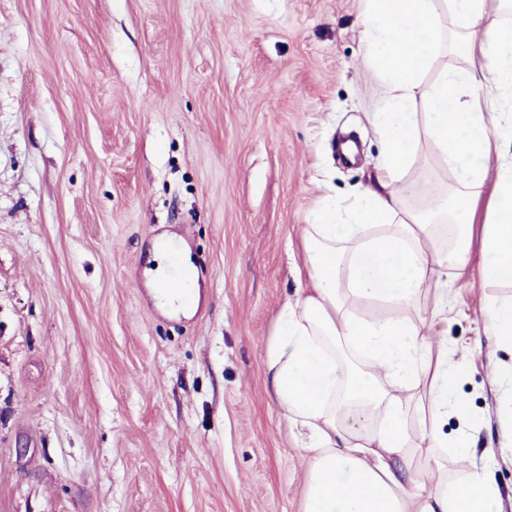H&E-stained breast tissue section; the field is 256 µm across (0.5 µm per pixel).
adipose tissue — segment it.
I'll return each mask as SVG.
<instances>
[{"label": "adipose tissue", "instance_id": "obj_1", "mask_svg": "<svg viewBox=\"0 0 512 512\" xmlns=\"http://www.w3.org/2000/svg\"><path fill=\"white\" fill-rule=\"evenodd\" d=\"M358 17L368 64L384 91L369 123L382 150L353 203L325 198L303 228L309 284L277 316L265 376L281 417L309 459L304 512H500V492L473 467L466 435L447 437L449 416L468 422L456 383L465 368L446 335L448 296L432 282L471 264V230L491 153L512 149V0H364ZM462 70L436 67L443 20ZM435 76L412 108L423 75ZM455 175L427 190L410 174L421 143ZM478 273L512 285V163L496 174L482 222ZM484 334L512 348V298L487 297ZM452 447L467 463L448 483L417 469L422 449Z\"/></svg>", "mask_w": 512, "mask_h": 512}]
</instances>
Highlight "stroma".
I'll return each mask as SVG.
<instances>
[{"label":"stroma","mask_w":512,"mask_h":512,"mask_svg":"<svg viewBox=\"0 0 512 512\" xmlns=\"http://www.w3.org/2000/svg\"><path fill=\"white\" fill-rule=\"evenodd\" d=\"M363 5L0 0V512H304L264 362L304 224L380 154ZM164 234L197 268L189 317L145 275ZM447 289L472 462L512 512V351L481 315L512 287ZM493 377L499 381L504 390L500 413V446L499 454L505 464L512 466V365L497 366Z\"/></svg>","instance_id":"stroma-1"}]
</instances>
